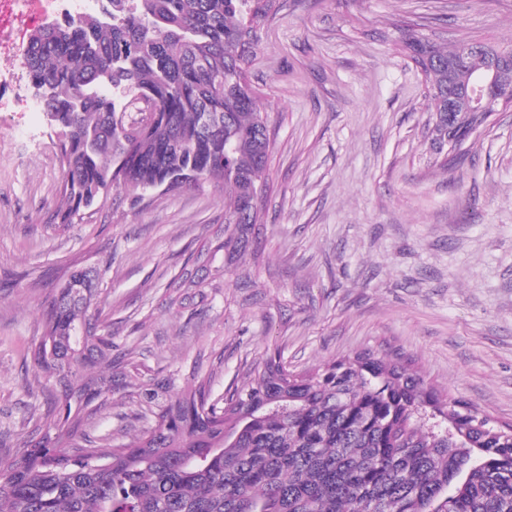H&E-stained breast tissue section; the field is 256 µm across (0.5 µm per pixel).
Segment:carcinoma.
Masks as SVG:
<instances>
[{"instance_id": "1", "label": "carcinoma", "mask_w": 512, "mask_h": 512, "mask_svg": "<svg viewBox=\"0 0 512 512\" xmlns=\"http://www.w3.org/2000/svg\"><path fill=\"white\" fill-rule=\"evenodd\" d=\"M34 31L24 66L57 134L63 178L59 224H71L121 186L139 200L158 187L231 189L228 262L250 244L265 180L267 120L245 64L280 0H95ZM420 69L435 130L448 126V93L483 71L459 46L399 25ZM154 118L136 122L139 102ZM91 269L53 296L45 333L28 355L55 381L43 433L0 462V512H512V425L442 396L402 356L363 352L315 371L280 354L250 364L225 396L194 375L154 405L153 423L128 442L83 435L84 410L112 395V334L87 312Z\"/></svg>"}]
</instances>
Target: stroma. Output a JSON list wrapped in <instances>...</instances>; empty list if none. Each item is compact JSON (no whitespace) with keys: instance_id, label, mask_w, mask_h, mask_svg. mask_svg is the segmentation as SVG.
Returning <instances> with one entry per match:
<instances>
[{"instance_id":"35a3bbf8","label":"stroma","mask_w":512,"mask_h":512,"mask_svg":"<svg viewBox=\"0 0 512 512\" xmlns=\"http://www.w3.org/2000/svg\"><path fill=\"white\" fill-rule=\"evenodd\" d=\"M451 45L512 41V0H280L246 66L271 134L259 231L235 262L223 187L123 189L71 224L57 137L22 59L0 55V460L31 439L53 382L28 356L50 296L98 271L91 321L124 367L87 434L148 427L140 383L213 373L221 397L247 361L306 372L363 351L399 353L441 394L512 423V108L460 149L435 142L430 102L394 23ZM193 280L185 293L174 280Z\"/></svg>"}]
</instances>
